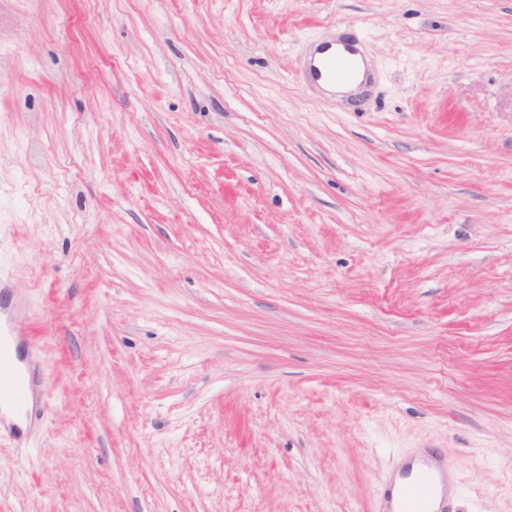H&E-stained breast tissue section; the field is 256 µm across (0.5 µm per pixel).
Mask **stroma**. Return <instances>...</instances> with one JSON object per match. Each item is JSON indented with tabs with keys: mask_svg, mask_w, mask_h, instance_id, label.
Segmentation results:
<instances>
[{
	"mask_svg": "<svg viewBox=\"0 0 512 512\" xmlns=\"http://www.w3.org/2000/svg\"><path fill=\"white\" fill-rule=\"evenodd\" d=\"M0 282V512H512V0H0ZM309 75L314 83H318L319 79L336 82H349L356 75L355 65L352 59L344 53L336 54V51L325 56L318 66L309 63ZM0 289V399L11 401L15 407L24 409L26 414H32L34 407L30 409V397L35 388L41 392V405L35 408V415H40L46 405V393L43 387V374L40 365L32 370L28 368V378L23 377L16 365L15 355L11 349L10 343L16 342L17 350L24 349L26 360L35 352V346L29 336L25 335V330L21 327L16 328L11 321H1V311L7 306V300L2 298ZM2 298V300H1ZM448 475L431 459L419 460L417 467L409 471V480L405 482L396 494L393 502L386 500L382 512H447L445 506L439 504L434 508L435 489L438 484L446 485Z\"/></svg>",
	"mask_w": 512,
	"mask_h": 512,
	"instance_id": "obj_1",
	"label": "stroma"
}]
</instances>
